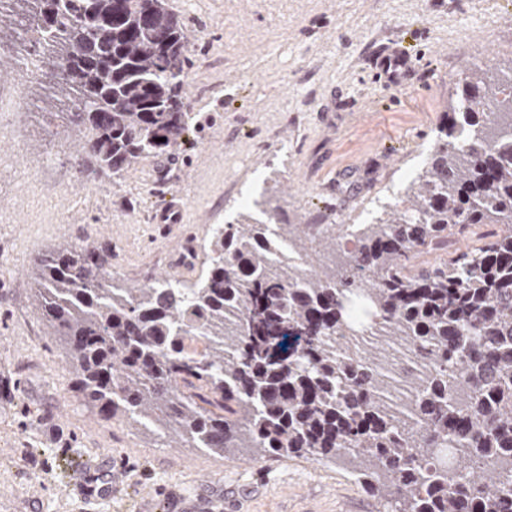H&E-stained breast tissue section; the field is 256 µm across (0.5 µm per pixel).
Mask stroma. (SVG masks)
<instances>
[{
    "mask_svg": "<svg viewBox=\"0 0 512 512\" xmlns=\"http://www.w3.org/2000/svg\"><path fill=\"white\" fill-rule=\"evenodd\" d=\"M191 33L200 129L122 178L81 179L34 113L0 133V512H394L352 462L226 460L100 422L33 315L32 267L60 240L118 277L188 280L187 240L271 190L294 224H361L433 151L470 68L512 58V0H166ZM403 58L396 74L384 60ZM181 197L180 224L154 217ZM87 464L83 487L73 465Z\"/></svg>",
    "mask_w": 512,
    "mask_h": 512,
    "instance_id": "stroma-1",
    "label": "stroma"
}]
</instances>
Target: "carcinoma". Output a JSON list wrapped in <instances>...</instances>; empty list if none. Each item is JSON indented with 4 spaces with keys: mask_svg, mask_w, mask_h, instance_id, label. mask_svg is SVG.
<instances>
[{
    "mask_svg": "<svg viewBox=\"0 0 512 512\" xmlns=\"http://www.w3.org/2000/svg\"><path fill=\"white\" fill-rule=\"evenodd\" d=\"M39 43L19 106L87 177L185 143L189 31L164 0H0V74ZM434 151L339 267L334 224H285L271 196L211 231L191 284L112 274L64 241L33 269L37 315L72 391L174 448L360 460L395 512H512V62L469 73ZM483 232L464 249L452 241ZM299 263L275 261L278 249ZM358 297L378 318L366 339ZM455 448L448 471L434 454Z\"/></svg>",
    "mask_w": 512,
    "mask_h": 512,
    "instance_id": "cac0c4a2",
    "label": "carcinoma"
}]
</instances>
